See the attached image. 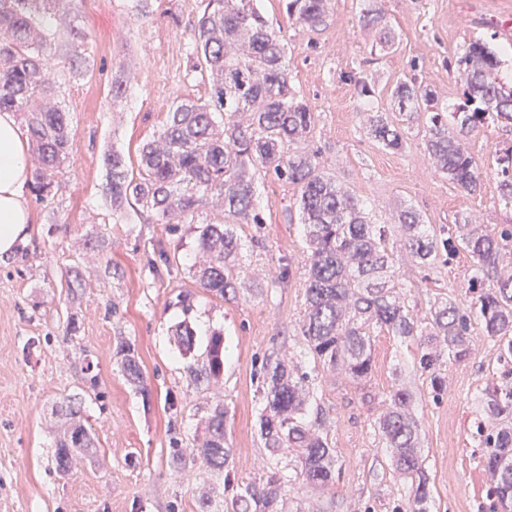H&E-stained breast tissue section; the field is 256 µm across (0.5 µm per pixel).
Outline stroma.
<instances>
[{
    "label": "stroma",
    "mask_w": 512,
    "mask_h": 512,
    "mask_svg": "<svg viewBox=\"0 0 512 512\" xmlns=\"http://www.w3.org/2000/svg\"><path fill=\"white\" fill-rule=\"evenodd\" d=\"M376 0H329L326 26L310 31L288 23L283 0L262 7L287 44L293 90L315 117L313 140L331 173L364 199L378 223L398 239L396 212L415 207L426 223L450 228L483 225L497 232L512 213L495 199L493 154L503 135L478 133L470 151L488 170L479 195L457 189L425 158L421 133L409 134L398 150L384 148L364 129L360 103L348 75L372 87L378 111L394 112L398 78L415 77L456 108L463 83L455 62L476 40L496 52L497 34L512 0H377L395 36L381 59L371 50L377 33L362 28V9ZM200 0H78L75 23L89 35L91 66L72 76L55 65L50 78L68 112L74 150L52 200L32 202L28 237L14 255L0 260V512H232V494L192 448L210 407L228 411L227 438L235 483H263L274 472L259 436L262 364L293 360L300 352L297 321L303 311L300 286L307 249L297 220L292 186L266 184L264 221L243 224V238L259 246L243 250L240 275L261 285L219 301L196 288L190 266L196 249L193 226L212 220L203 210L194 224H151L144 217L113 212L105 193L106 152L118 150L137 164L140 143L163 128L175 101L206 97L208 84L190 69L189 31ZM126 92L113 98L112 83ZM173 253L169 270L147 262L156 249ZM466 253L437 272L403 261L399 272L413 284L418 312L429 301L458 293L470 272ZM187 293L191 312L176 303ZM189 320L198 338L182 354L170 328ZM223 330L224 377L206 387L190 366L202 363L208 336ZM134 344L146 374L138 392L118 369L119 341ZM497 348L475 336L472 357L444 362L446 389L432 399L416 362L415 345L393 336L372 344V370L363 381L343 371L319 373L315 387L329 412V439L336 448V483L325 491L286 485L283 512L318 500L328 512H397L406 496L388 449L372 423L385 409L396 381L415 393L422 455L430 475L429 512H492L488 482L478 464L483 450L472 431L480 418L475 396L492 381ZM92 365L96 390L84 382ZM80 397L81 419L94 437L66 476L52 464L61 421L53 409Z\"/></svg>",
    "instance_id": "35a3bbf8"
}]
</instances>
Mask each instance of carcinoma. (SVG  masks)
Masks as SVG:
<instances>
[{
  "instance_id": "cac0c4a2",
  "label": "carcinoma",
  "mask_w": 512,
  "mask_h": 512,
  "mask_svg": "<svg viewBox=\"0 0 512 512\" xmlns=\"http://www.w3.org/2000/svg\"><path fill=\"white\" fill-rule=\"evenodd\" d=\"M72 12L62 0H0V112L20 114L37 156L32 174L36 200L47 202L62 176V163L73 151L68 113L58 105L47 79L49 61L60 57L70 72L88 65L86 34L74 23L60 28L59 17ZM288 21L315 29L326 22L327 0H285ZM363 27L379 30L384 52L394 35L379 8L359 15ZM191 70L209 85L203 100L183 99L168 113L163 131L139 147V170L129 172L125 157L105 155L109 171L106 195L112 210L128 204L162 224H183L205 208L218 207L221 218L197 227L196 243L205 260L196 265L197 287L230 301L251 285L240 278V224H261L260 183L271 177L296 189L299 221L308 257L301 277L304 312L298 320L303 357L322 371L341 369L362 381L371 373V346L384 333L416 343L421 375L432 398L445 390L442 359L464 362L474 350V332L498 346L502 367L477 397L492 422H479L485 453L480 464L489 481L492 512H512V273L501 265L512 241V224L489 233L480 224H458L443 237L405 206L397 215L398 245L389 242L386 225L373 221L365 200L327 171L312 146L314 113L292 90L285 44L270 27L258 0H202L190 32ZM501 60L475 41L456 60L466 77L464 104L449 112L436 92L414 78H400L392 91L399 112L361 110L364 128L387 148L403 146L413 126L423 125L424 155L457 188L469 195L481 190L487 170L470 153L469 137L497 127L512 133V87L500 74ZM499 178L496 204L512 212V137L496 144ZM423 271H436L459 252L472 260V273L461 285L470 298L452 294L436 299L425 315L406 302L410 284L400 279L395 253ZM179 350L190 353L197 333L183 320L173 330ZM120 372L144 385L136 348L117 343ZM198 382L224 374V336L210 334L206 359L189 367ZM413 391L400 382L387 396L386 410L373 421L380 442L391 449L394 471L407 490V512H427L430 478L421 454L419 420L410 412ZM65 429L54 450L55 471L69 473L72 455L92 447L93 438L79 411L62 402ZM326 412L317 401L311 374L282 359L264 365L259 432L270 457L283 448L299 451L291 475H273L265 484L238 488L232 512H282V488L298 481L326 490L336 482V449L324 433ZM227 410L210 409L199 459L219 471L228 467Z\"/></svg>"
}]
</instances>
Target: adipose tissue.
<instances>
[{
    "label": "adipose tissue",
    "mask_w": 512,
    "mask_h": 512,
    "mask_svg": "<svg viewBox=\"0 0 512 512\" xmlns=\"http://www.w3.org/2000/svg\"><path fill=\"white\" fill-rule=\"evenodd\" d=\"M31 180L27 142L13 113H0V257L14 253L28 235Z\"/></svg>",
    "instance_id": "adipose-tissue-1"
}]
</instances>
